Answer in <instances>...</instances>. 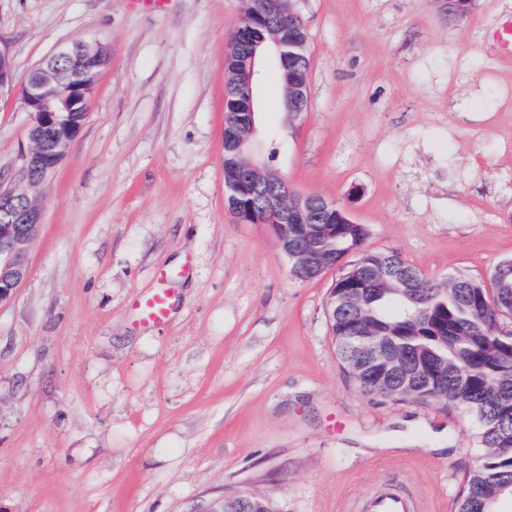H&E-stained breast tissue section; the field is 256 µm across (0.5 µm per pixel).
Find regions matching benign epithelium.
Here are the masks:
<instances>
[{
    "label": "benign epithelium",
    "instance_id": "obj_1",
    "mask_svg": "<svg viewBox=\"0 0 512 512\" xmlns=\"http://www.w3.org/2000/svg\"><path fill=\"white\" fill-rule=\"evenodd\" d=\"M292 0H245L243 16L276 17L279 23L247 50L232 35L224 66V192L227 209L240 221L246 219L240 198L244 188L262 203V213L270 222L283 254L291 261V271L302 280H313L336 268V252L323 243L322 230L307 229L304 241L295 242L291 224H313L323 213L336 211V202L316 194H298L269 159L256 150V107L252 87L260 77L257 58L274 54L283 71L284 96L290 123L299 121L308 110L310 54L308 35L302 18L293 11ZM109 48L100 42H72L58 45L37 63L27 80L15 79L13 59L0 46V97L19 95L30 113L28 145L7 182H0V304L9 301L25 280L28 246L43 224L41 196L45 183L63 162L87 118L88 104L99 72L110 61ZM355 285L341 294L329 296L327 309L347 308L362 297ZM344 343L368 356L382 351L381 338L356 333ZM380 369L404 375L402 391L410 396L420 389L421 379L398 361L384 360Z\"/></svg>",
    "mask_w": 512,
    "mask_h": 512
}]
</instances>
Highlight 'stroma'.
I'll return each mask as SVG.
<instances>
[{"label": "stroma", "instance_id": "stroma-1", "mask_svg": "<svg viewBox=\"0 0 512 512\" xmlns=\"http://www.w3.org/2000/svg\"><path fill=\"white\" fill-rule=\"evenodd\" d=\"M243 0H0L17 81L61 43L111 59L47 181L28 274L0 305V512H336L384 476L457 512L483 450L440 401L363 391L329 330L331 270L292 277L269 226L226 208L224 58ZM309 109L288 125L271 61L259 139L303 194L346 207L365 250L428 277L512 259V60L487 44L512 0H293ZM31 123L0 99V179ZM189 275H182V268ZM175 302L145 328L133 305ZM170 295V289L156 288L151 295L142 297L135 303L134 309L143 325L157 326L168 320Z\"/></svg>", "mask_w": 512, "mask_h": 512}]
</instances>
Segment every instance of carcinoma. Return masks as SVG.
I'll list each match as a JSON object with an SVG mask.
<instances>
[{"label":"carcinoma","instance_id":"obj_1","mask_svg":"<svg viewBox=\"0 0 512 512\" xmlns=\"http://www.w3.org/2000/svg\"><path fill=\"white\" fill-rule=\"evenodd\" d=\"M272 20L254 19L241 28V47L266 34ZM341 208L324 223L336 228V251L356 248L357 258L336 278L340 289L359 278L368 283L361 304L364 316L348 308L336 310L330 320L342 364L355 362L361 371L357 384L370 392L399 390L398 379L377 386L375 365L343 347L350 328L371 326L390 342L406 349L409 361L428 376L424 395L437 396L469 411L478 423L477 438L483 454L467 479L458 512H494L501 498L512 493L501 488L512 483V335L502 333L503 313L512 310V259L500 262L491 277L492 287L457 272L453 280L423 275L410 264L405 269L419 278L409 290L398 282L388 285L374 278L392 262V254L361 249L365 227L349 224Z\"/></svg>","mask_w":512,"mask_h":512}]
</instances>
